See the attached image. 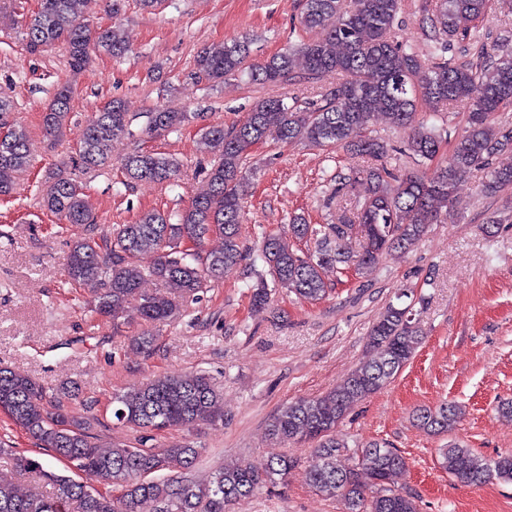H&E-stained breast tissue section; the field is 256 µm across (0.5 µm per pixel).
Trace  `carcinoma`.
Masks as SVG:
<instances>
[{"mask_svg": "<svg viewBox=\"0 0 512 512\" xmlns=\"http://www.w3.org/2000/svg\"><path fill=\"white\" fill-rule=\"evenodd\" d=\"M80 1L93 2L40 0L26 24V51L36 54L59 43L73 72L84 69L94 51L124 56L128 46L120 24L90 29L76 18ZM401 6L402 0H304L301 31L326 28L318 39H302L262 62L252 59V42L246 36L198 50L196 74L214 86L243 74L258 85H298L330 73L340 75V81L305 106L296 96L290 104L278 96L259 97L247 115L232 125L200 128V143L213 155V163L206 191L182 211H145L135 222L117 224L104 233L96 224L83 176L111 167L110 143L127 136L135 143L120 161L127 183L178 185L182 164L143 150L138 141L176 132L198 113L157 107L147 113L137 132L119 99L92 113L75 151L60 162L40 190L42 207L79 229L65 260L66 283L75 288L97 282L92 311L114 325L128 311L145 325L165 324L176 315L178 299L197 296L246 259L258 278L257 284L249 286L253 308L269 305L272 287L316 301L328 292L326 269L366 274L384 253L411 248L430 225L454 216L458 181L512 148V129L494 121L496 113L512 106V44L492 46L481 32L479 23L489 0H437L423 18L429 53L422 56L396 35ZM455 43L459 58L452 59L447 53ZM299 57L304 61L301 72L296 71ZM76 91L71 83L59 85L43 114L41 133L51 148L64 135ZM421 101L436 109L445 102H467L466 127L448 158L437 164L444 137L434 115L425 116L413 138L397 149L417 170L397 176L382 163L394 147L364 131L377 112L396 128L416 121ZM12 109V101L0 96V128L8 127L7 135L0 138V196L14 192L17 179L31 162L29 132L11 121ZM268 140L282 145L342 146L377 165L336 174L331 201L353 195L363 181L368 185L364 199L352 209H341L336 223L316 226L297 216L284 235L260 231V242L248 257L239 239L248 157L254 145ZM511 186L512 165L489 168L485 192ZM361 230L364 240L355 249L352 241ZM213 235L223 240V248L202 251ZM305 239L314 242V250L307 254L299 248ZM146 253L154 255V261L143 266L140 257ZM149 279L162 289L142 293L141 284ZM422 339L413 305L388 304L368 334V345L377 358L358 365L325 395L283 406L271 420L269 431L275 441L315 445L319 464L305 471V481L329 498L341 497L347 512H419L415 497L394 486L405 459L383 442L351 445L337 434V427L355 403L395 379ZM46 397L44 387L31 377L0 367V407L14 424L51 458L95 473L119 486L120 493L92 490L48 461L0 447V458L11 460L13 470L37 472L53 489L47 496L27 497L18 491L11 473L0 471V512H136L143 500L155 504L154 512H230L234 502L264 487L288 483L298 467L297 460L274 453L262 468L249 462L224 467L200 486L184 477L200 449L189 443L146 447L154 430L189 429L204 418L224 420L221 394L203 374L157 377L114 396L116 421L141 432L134 445L100 444L93 419L69 414L59 400L49 408ZM462 415L460 406L444 402L416 410L415 420L428 434H444L456 427ZM343 455L350 457V465L339 463ZM441 465L471 486L492 479L512 481L511 452L483 459L468 448L450 444L443 449Z\"/></svg>", "mask_w": 512, "mask_h": 512, "instance_id": "1", "label": "carcinoma"}]
</instances>
